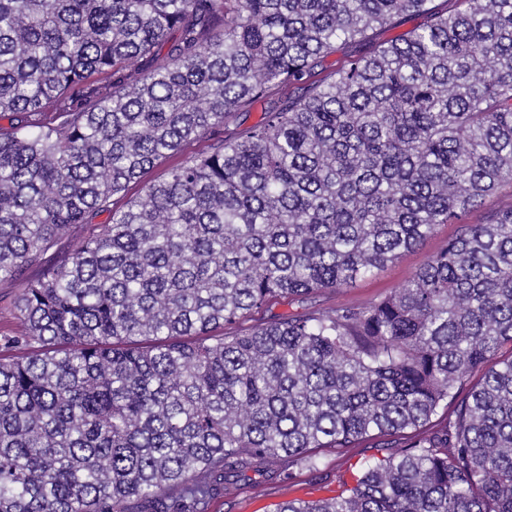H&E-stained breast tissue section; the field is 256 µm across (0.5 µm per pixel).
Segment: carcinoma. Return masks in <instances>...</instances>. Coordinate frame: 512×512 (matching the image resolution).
<instances>
[{"label":"carcinoma","instance_id":"carcinoma-1","mask_svg":"<svg viewBox=\"0 0 512 512\" xmlns=\"http://www.w3.org/2000/svg\"><path fill=\"white\" fill-rule=\"evenodd\" d=\"M459 2L0 0V282L24 324L0 336V512H208L246 465L375 438L352 483L276 512H512V207L381 299L254 319L512 184V0ZM338 42L362 51L315 78ZM423 23V19L419 16H406L397 24L386 28L378 29L374 33V39L377 42H383L404 35L415 27ZM263 116V105H255L249 112H240L226 120L224 126L225 135H235V133H242L246 129L252 127L261 120ZM212 143L213 141L210 138L191 141L180 151L168 155L160 165L146 170L139 182L131 184L126 192V197L115 200V202H117L115 207H120L128 198L138 196L145 185L153 181L160 180L168 170L184 163L188 158L193 157L202 151L208 150ZM94 231L92 224H75L61 236L56 244L48 251L46 260L55 263L62 257L71 254L80 243Z\"/></svg>","mask_w":512,"mask_h":512}]
</instances>
